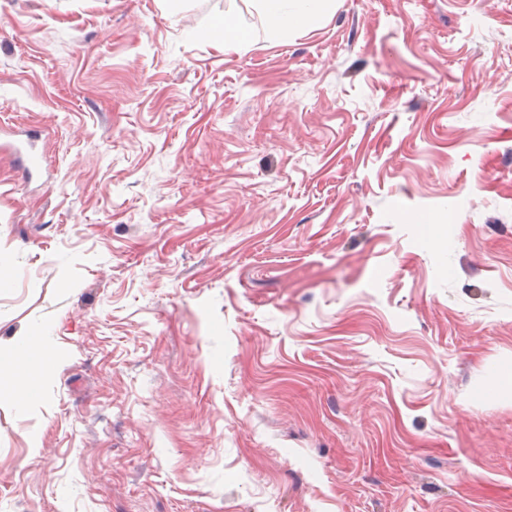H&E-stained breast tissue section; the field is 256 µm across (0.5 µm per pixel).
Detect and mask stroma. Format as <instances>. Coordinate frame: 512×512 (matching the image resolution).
Returning a JSON list of instances; mask_svg holds the SVG:
<instances>
[{
	"label": "stroma",
	"mask_w": 512,
	"mask_h": 512,
	"mask_svg": "<svg viewBox=\"0 0 512 512\" xmlns=\"http://www.w3.org/2000/svg\"><path fill=\"white\" fill-rule=\"evenodd\" d=\"M0 254V512H512V0H0ZM267 28L277 36L288 34L296 23L315 25L328 12L336 9L335 0H261ZM288 2L292 3L288 10ZM213 33L219 35L222 40L224 39L225 49L235 44L245 43L248 38L246 28L227 17L215 24ZM49 324L31 327L23 336H17L12 348L5 352L11 354L14 365L7 377H4L0 350V399H7L17 410L26 409L36 397L37 377L56 367L53 355L44 347L51 337Z\"/></svg>",
	"instance_id": "35a3bbf8"
}]
</instances>
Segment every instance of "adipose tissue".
Returning <instances> with one entry per match:
<instances>
[{
    "mask_svg": "<svg viewBox=\"0 0 512 512\" xmlns=\"http://www.w3.org/2000/svg\"><path fill=\"white\" fill-rule=\"evenodd\" d=\"M265 23L271 33L287 35L297 23L314 25L335 10L336 0H261ZM52 334L50 325L38 324L16 337L10 353L14 365L8 375L0 374V399L9 400L19 410L36 397L37 377L54 369L56 361L45 344Z\"/></svg>",
    "mask_w": 512,
    "mask_h": 512,
    "instance_id": "1",
    "label": "adipose tissue"
}]
</instances>
